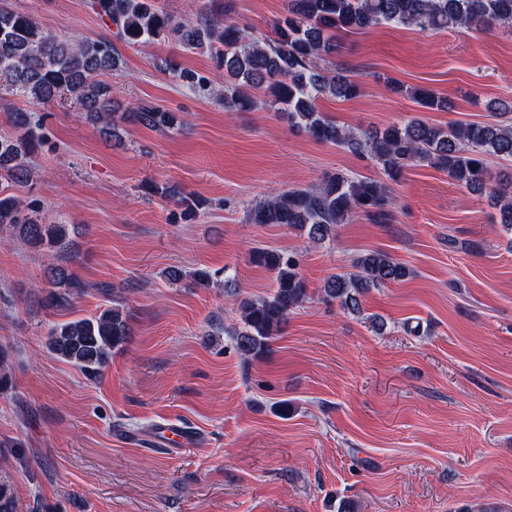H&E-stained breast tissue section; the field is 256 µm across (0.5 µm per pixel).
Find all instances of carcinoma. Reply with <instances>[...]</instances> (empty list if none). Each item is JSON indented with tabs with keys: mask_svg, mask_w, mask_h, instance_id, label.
I'll use <instances>...</instances> for the list:
<instances>
[{
	"mask_svg": "<svg viewBox=\"0 0 512 512\" xmlns=\"http://www.w3.org/2000/svg\"><path fill=\"white\" fill-rule=\"evenodd\" d=\"M90 9L129 47L171 41L181 50L207 49L224 70V107L232 112L269 109L288 113L297 128L321 143H330L378 165L385 179L353 178L336 173L312 188H289L249 208L253 224H280L296 229L316 243L335 236L336 225L362 214L377 224L393 216L395 198L390 183L405 171L426 165L443 171L460 187L485 195L499 212V223L512 231V175L496 178L488 158L512 160V122L466 123L442 127L421 119L392 124L384 129L358 131L338 125L318 107L328 96L353 99L363 86L348 70L331 60L342 49L340 36L360 34L380 25L413 27L420 31L445 29L492 32L512 26V0H288L287 13L277 19L271 36L259 40L230 16L219 18L208 4L190 20L161 7L157 0H89ZM112 41L62 38L46 31L31 14L0 0V81L8 94L26 104L7 105L11 125L24 130L15 137L0 133V177L14 184L32 179L31 159L43 138L40 120L31 108L66 99L103 132L118 137L112 120V88L101 77L119 66ZM156 67L182 80L187 87L208 80L180 67L176 56L160 59ZM430 111H446L448 98L430 89L389 85ZM127 121L161 131L182 123L175 112L153 103L130 109ZM154 191L173 201L186 220L194 215L195 200L173 186ZM40 202L0 196V231L13 233L34 247L56 251L70 261L69 225L40 224L35 218ZM250 261L273 274V293L239 303L241 326L233 336L247 359L269 352L288 315L308 300V289L291 254L255 248ZM356 271L330 276L323 291L345 311L361 312L360 297L404 279L409 270L383 251H369L355 261ZM172 284L207 288L214 275L207 269L166 272ZM49 292L45 301L67 309L86 284L62 264L47 268ZM130 318L122 300L91 318L53 327L47 345L51 352L80 368L88 377L99 376L130 336Z\"/></svg>",
	"mask_w": 512,
	"mask_h": 512,
	"instance_id": "obj_1",
	"label": "carcinoma"
}]
</instances>
